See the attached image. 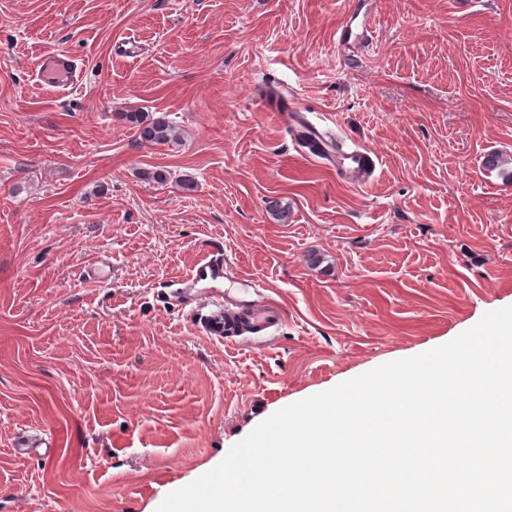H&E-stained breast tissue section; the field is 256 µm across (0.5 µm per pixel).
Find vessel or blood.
Listing matches in <instances>:
<instances>
[{
  "instance_id": "obj_1",
  "label": "vessel or blood",
  "mask_w": 512,
  "mask_h": 512,
  "mask_svg": "<svg viewBox=\"0 0 512 512\" xmlns=\"http://www.w3.org/2000/svg\"><path fill=\"white\" fill-rule=\"evenodd\" d=\"M40 74L53 80L56 90H64L77 79L74 59L66 54L50 53L41 61ZM268 109L283 113L299 136L302 151L311 157L326 160L329 167L340 170L351 182L365 183L376 167L374 152L362 147L347 148L325 126L312 123L302 109L287 95L267 98ZM208 277L224 278L230 283L224 293L200 294L193 321L199 333L214 341L249 340L271 337L285 321V312L263 293L256 279L234 269L221 249H214L190 272V280Z\"/></svg>"
}]
</instances>
